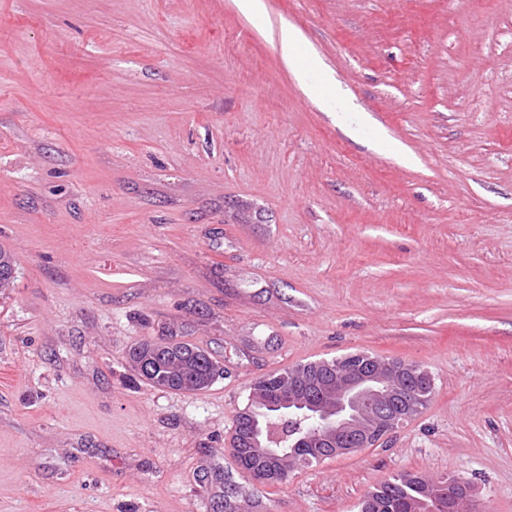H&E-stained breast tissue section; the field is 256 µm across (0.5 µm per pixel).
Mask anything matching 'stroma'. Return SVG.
Segmentation results:
<instances>
[{
  "mask_svg": "<svg viewBox=\"0 0 512 512\" xmlns=\"http://www.w3.org/2000/svg\"><path fill=\"white\" fill-rule=\"evenodd\" d=\"M263 3L0 0V512H358L404 472L512 512V0ZM159 338L220 377L142 380ZM361 351L428 370L427 407L283 483L238 468L258 378ZM283 59L289 68L305 83L312 84L323 96L326 104L333 110L336 105L342 112H336V120L348 110L349 104L339 83L332 76H324L319 64L312 59L299 57L300 33L291 25L281 26L277 38ZM155 358L151 362V372H145L139 363L147 356ZM171 358L185 359L187 372L173 375L168 372L167 362ZM130 364L136 373L157 387L175 391H202L211 385L207 383L211 370L217 369L209 355L199 347L183 342H171L164 339L146 340L129 352ZM219 376V371L211 373L210 383Z\"/></svg>",
  "mask_w": 512,
  "mask_h": 512,
  "instance_id": "obj_1",
  "label": "stroma"
}]
</instances>
